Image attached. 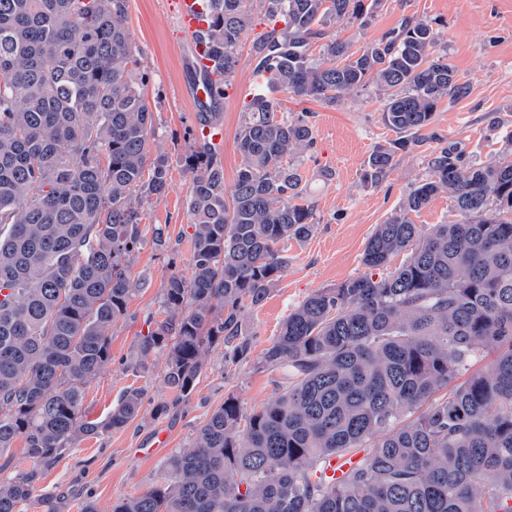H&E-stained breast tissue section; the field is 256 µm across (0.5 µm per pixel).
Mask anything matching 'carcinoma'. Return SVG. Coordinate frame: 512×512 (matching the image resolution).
I'll list each match as a JSON object with an SVG mask.
<instances>
[{
    "mask_svg": "<svg viewBox=\"0 0 512 512\" xmlns=\"http://www.w3.org/2000/svg\"><path fill=\"white\" fill-rule=\"evenodd\" d=\"M127 2L0 0V474L16 468L18 439L30 461L0 479V512H23L49 467L125 428L144 400L129 388L104 419L85 413L112 327L146 285L132 271L141 202L170 187L168 158L151 153ZM263 2L264 89L237 134L233 193L216 150L191 149L189 273L168 277L162 319L136 347L138 371L166 355L177 400L211 346L224 344L227 363L250 358L243 309L287 272L280 244L315 229L300 164L313 130L279 114L273 94L333 103L368 84L386 91L383 119L403 138L370 158L364 178L376 183L465 89L423 20L355 50L325 27L365 23L364 0ZM250 4L205 0L219 97ZM444 193L460 219L422 231L410 213ZM362 260L369 272L308 296L263 349L262 366L283 372L278 397L249 411L225 398L168 458L161 483L113 512H512V151L485 164L434 152ZM355 454L341 481L317 477L326 459Z\"/></svg>",
    "mask_w": 512,
    "mask_h": 512,
    "instance_id": "obj_1",
    "label": "carcinoma"
}]
</instances>
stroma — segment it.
<instances>
[{"instance_id":"35a3bbf8","label":"stroma","mask_w":512,"mask_h":512,"mask_svg":"<svg viewBox=\"0 0 512 512\" xmlns=\"http://www.w3.org/2000/svg\"><path fill=\"white\" fill-rule=\"evenodd\" d=\"M409 19L425 20L441 32L448 61L466 84V94L444 100L423 142L398 152L392 168L376 183L364 178L370 157L400 138L383 120L382 90L370 85L333 103L279 95L280 110L288 119L304 118L313 128L315 146L301 162L316 229L305 242L284 244V277L261 306L246 312L254 343L250 361L225 363L223 346H214L192 393L178 400L163 382L164 356H152L146 371L139 373L130 362L159 310L170 273L189 270L184 199L193 174L182 158L204 137L197 109L185 97L194 79L187 39L168 0H128L127 26L148 73L144 92L158 129L152 149L167 156L171 182L165 196L142 205L145 238L133 271L148 285L133 297L128 316L113 327L112 360L88 386L85 410L89 418H104L131 386L144 387L145 398L139 416L126 428L82 442L46 473L41 492L55 497L58 512H81L88 501L96 512H112L119 496L160 482L168 457L188 446L226 397L237 398L247 409L275 398L281 373L259 367L263 349L309 295L364 273L362 256L369 236L398 210L413 185L427 177L430 153L448 145L478 163L502 154L512 137V0H381L366 25L331 24L327 32L360 48L389 37ZM257 48L253 36L243 38L232 78L234 92L222 106L218 146L228 194L240 164L236 133L253 91ZM156 224L169 227L170 244L163 251L150 238ZM161 402L168 409L158 416L154 410ZM160 430L168 432L169 442L156 450L152 444Z\"/></svg>"}]
</instances>
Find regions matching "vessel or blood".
Listing matches in <instances>:
<instances>
[{
  "instance_id": "1",
  "label": "vessel or blood",
  "mask_w": 512,
  "mask_h": 512,
  "mask_svg": "<svg viewBox=\"0 0 512 512\" xmlns=\"http://www.w3.org/2000/svg\"><path fill=\"white\" fill-rule=\"evenodd\" d=\"M172 9L176 12L180 26L189 37L190 49L194 58L195 77L187 91L190 100L199 106L208 104L214 93L212 64L207 58V46L199 33L206 26L204 10L200 0H172ZM355 457L330 458L324 464L320 475L330 483L339 481L355 464Z\"/></svg>"
}]
</instances>
